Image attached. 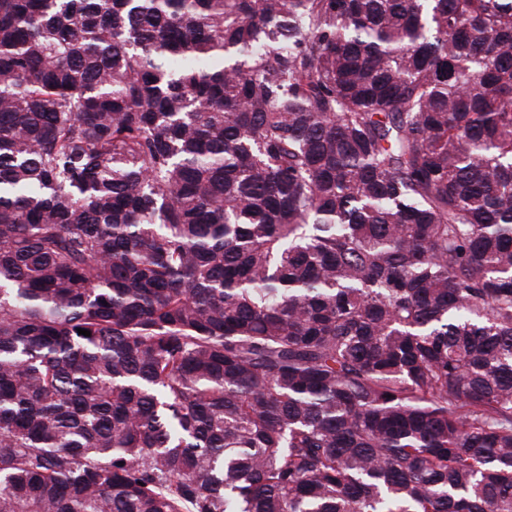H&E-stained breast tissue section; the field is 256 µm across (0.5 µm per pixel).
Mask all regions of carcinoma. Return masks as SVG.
<instances>
[{"instance_id":"cac0c4a2","label":"carcinoma","mask_w":512,"mask_h":512,"mask_svg":"<svg viewBox=\"0 0 512 512\" xmlns=\"http://www.w3.org/2000/svg\"><path fill=\"white\" fill-rule=\"evenodd\" d=\"M0 512H512V0H0Z\"/></svg>"}]
</instances>
